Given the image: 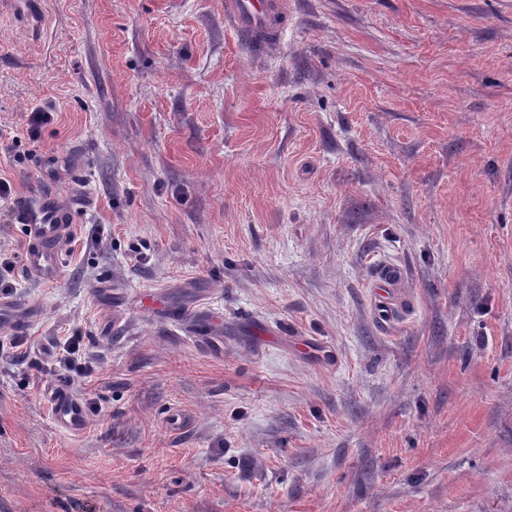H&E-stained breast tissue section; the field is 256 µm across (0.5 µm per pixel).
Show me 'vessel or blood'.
Wrapping results in <instances>:
<instances>
[{"mask_svg": "<svg viewBox=\"0 0 512 512\" xmlns=\"http://www.w3.org/2000/svg\"><path fill=\"white\" fill-rule=\"evenodd\" d=\"M225 17L239 41L259 36L268 42L280 39L288 27V17L280 0H226ZM21 224L26 247L23 266L35 279L56 282L62 270L66 242L72 225L69 212L50 195L35 193L21 200L14 209ZM43 317L40 305L23 300H0V329L27 330ZM46 403L55 424L63 431L82 433L87 412L80 395L71 386L55 384L46 392Z\"/></svg>", "mask_w": 512, "mask_h": 512, "instance_id": "obj_1", "label": "vessel or blood"}]
</instances>
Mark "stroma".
Listing matches in <instances>:
<instances>
[{"label":"stroma","mask_w":512,"mask_h":512,"mask_svg":"<svg viewBox=\"0 0 512 512\" xmlns=\"http://www.w3.org/2000/svg\"><path fill=\"white\" fill-rule=\"evenodd\" d=\"M288 15L254 55L224 0H0V177L74 225L50 285L0 218L45 312L0 351V512H512V0ZM403 278V272L401 268L394 264H384L379 272L377 287L380 288L383 293H379L382 298H387L390 294V290L399 287ZM84 336L74 329L69 336L59 340L55 366L63 373L75 374L81 378H92L95 368L89 362L83 347ZM45 399L51 417L60 429L73 435L83 432L87 423L86 408L71 386L53 384L48 388Z\"/></svg>","instance_id":"1"}]
</instances>
